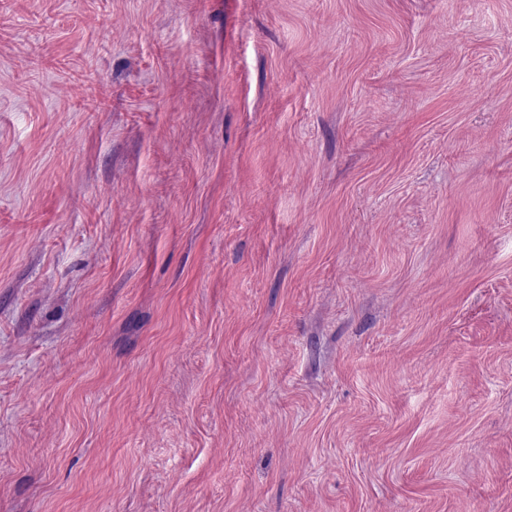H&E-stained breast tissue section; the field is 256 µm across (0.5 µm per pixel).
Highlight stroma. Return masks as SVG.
<instances>
[{
  "mask_svg": "<svg viewBox=\"0 0 512 512\" xmlns=\"http://www.w3.org/2000/svg\"><path fill=\"white\" fill-rule=\"evenodd\" d=\"M0 512H512V0H0Z\"/></svg>",
  "mask_w": 512,
  "mask_h": 512,
  "instance_id": "obj_1",
  "label": "stroma"
}]
</instances>
